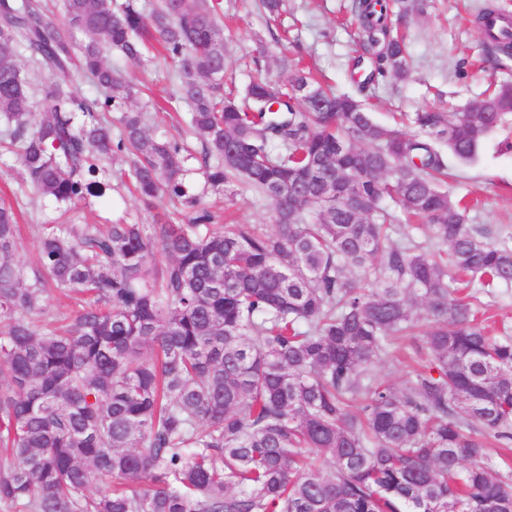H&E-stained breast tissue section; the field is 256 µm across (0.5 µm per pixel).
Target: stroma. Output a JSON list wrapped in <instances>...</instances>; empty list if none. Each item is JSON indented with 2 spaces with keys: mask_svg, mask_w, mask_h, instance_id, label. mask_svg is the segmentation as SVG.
<instances>
[{
  "mask_svg": "<svg viewBox=\"0 0 512 512\" xmlns=\"http://www.w3.org/2000/svg\"><path fill=\"white\" fill-rule=\"evenodd\" d=\"M352 0H284L281 16H268L261 0H220L224 24V87L243 89L262 79L281 85L285 66L311 70L340 92H355L352 62L358 58V33L351 13ZM424 14L396 21L405 34L411 56L406 80L381 78L369 85L362 99L382 124L399 122L401 114L424 108L465 109L484 98L491 83H512V58L496 59L494 49L471 22L484 4L512 15V0H426ZM113 67L131 81L136 95L133 109L146 112L151 133L176 137L185 118L183 104L172 99L176 66L155 55L143 62L113 55ZM512 138V128L491 136L476 160H450L454 173L446 189L453 199L468 201L471 223L484 227L490 240L512 243V150L500 149ZM187 182L201 204L213 212L216 223L274 227L270 200L242 184L215 189L206 182L196 161H188ZM127 165L116 156L104 164L111 185L104 197L89 196L62 204L37 196L15 154L0 152V197L8 198L18 213L21 238L18 260L33 264L39 231L52 224H151L163 217L187 221V211L160 195L144 205L126 185Z\"/></svg>",
  "mask_w": 512,
  "mask_h": 512,
  "instance_id": "1",
  "label": "stroma"
}]
</instances>
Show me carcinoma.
Here are the masks:
<instances>
[{
    "mask_svg": "<svg viewBox=\"0 0 512 512\" xmlns=\"http://www.w3.org/2000/svg\"><path fill=\"white\" fill-rule=\"evenodd\" d=\"M368 77L408 74L389 0H357ZM476 17L512 51V31ZM156 40L214 187L240 182L274 204V230L213 223L184 181L185 147L126 106L107 53L141 59ZM53 69L32 111L20 57ZM78 66L99 94L79 95ZM317 93L305 102L303 87ZM481 112L374 122L364 103L299 69L275 88L224 92L213 0H63L62 13L0 0V145L58 202L102 196L100 163L128 159L144 203L191 209L187 224H58L36 262L16 259L0 206V504L19 512H512V336L490 334L475 284H512V247L484 240L443 185L472 162L512 97ZM121 112L112 137L106 114ZM398 201L397 224L383 206ZM399 240H392V235ZM90 296L64 327L44 322L49 287ZM420 336L427 361L399 385L374 368ZM331 463L327 472L322 462Z\"/></svg>",
    "mask_w": 512,
    "mask_h": 512,
    "instance_id": "cac0c4a2",
    "label": "carcinoma"
}]
</instances>
